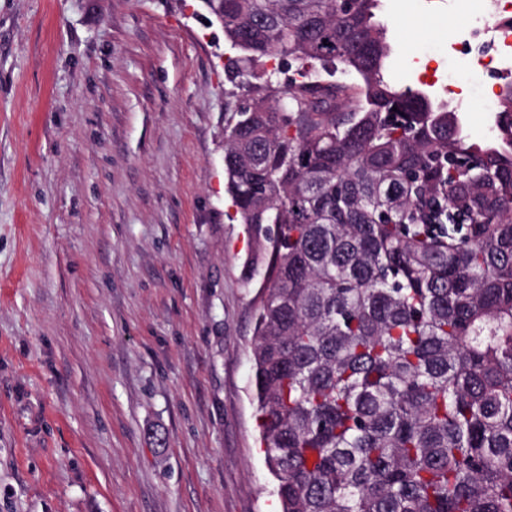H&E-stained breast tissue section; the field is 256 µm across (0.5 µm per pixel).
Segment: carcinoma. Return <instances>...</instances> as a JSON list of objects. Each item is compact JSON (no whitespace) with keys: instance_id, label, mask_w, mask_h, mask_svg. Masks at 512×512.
<instances>
[{"instance_id":"carcinoma-1","label":"carcinoma","mask_w":512,"mask_h":512,"mask_svg":"<svg viewBox=\"0 0 512 512\" xmlns=\"http://www.w3.org/2000/svg\"><path fill=\"white\" fill-rule=\"evenodd\" d=\"M203 3L250 91L224 178L281 512H512V93L474 141L385 80L380 0Z\"/></svg>"}]
</instances>
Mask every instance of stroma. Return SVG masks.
<instances>
[{
	"label": "stroma",
	"mask_w": 512,
	"mask_h": 512,
	"mask_svg": "<svg viewBox=\"0 0 512 512\" xmlns=\"http://www.w3.org/2000/svg\"><path fill=\"white\" fill-rule=\"evenodd\" d=\"M419 88L467 0H383ZM202 0H0V512H277Z\"/></svg>",
	"instance_id": "obj_1"
}]
</instances>
